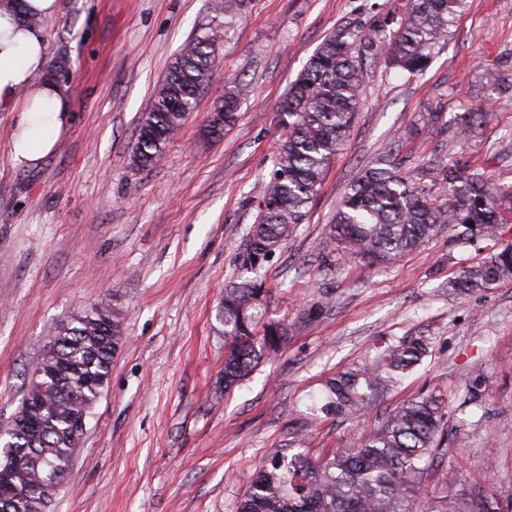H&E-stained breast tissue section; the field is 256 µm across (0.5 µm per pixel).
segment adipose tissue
<instances>
[{
    "mask_svg": "<svg viewBox=\"0 0 512 512\" xmlns=\"http://www.w3.org/2000/svg\"><path fill=\"white\" fill-rule=\"evenodd\" d=\"M58 10V0H0V112L20 115L11 143L20 165L53 152L69 121L70 94L51 74L43 28Z\"/></svg>",
    "mask_w": 512,
    "mask_h": 512,
    "instance_id": "adipose-tissue-1",
    "label": "adipose tissue"
}]
</instances>
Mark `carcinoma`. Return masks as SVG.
I'll return each instance as SVG.
<instances>
[{
	"mask_svg": "<svg viewBox=\"0 0 512 512\" xmlns=\"http://www.w3.org/2000/svg\"><path fill=\"white\" fill-rule=\"evenodd\" d=\"M464 7V0H410L397 28L380 40L347 32L328 36L288 89L290 108L277 113L281 137L274 170L257 202L258 220L248 233L242 266L253 277L224 287L218 320L224 325V390L243 383L288 336L287 328L265 319L268 289L260 271L305 219L309 203L354 124L362 97V59L379 56L411 76L428 65L435 40ZM215 32L206 27L188 40L142 119L132 156L152 167L195 111L200 90L219 73ZM242 90L227 85L224 100L207 119L204 134L221 138L238 118ZM448 188L435 194L418 188L394 168L367 166L349 185L325 243L372 262L389 261L418 249L442 232L474 223L488 237L503 224L501 202L483 174L448 169ZM512 280V243L464 268L449 287L482 291ZM123 311L103 299L67 320L56 333L55 360L81 366L78 374L42 381L39 407L21 404L18 413L35 420L21 433L7 434L12 447L29 457L33 477L21 484L11 512H32L56 491L37 475L49 468L61 481L76 452L70 412L92 410L112 371L123 336ZM112 337V341L104 337ZM429 353V343L410 338L387 345L373 357L328 379L310 410L341 414L361 409L379 391L398 384ZM444 399L417 397L396 406L370 434L317 455L295 441L299 452L272 455L257 471L237 512H497V500L483 490L428 492L430 460L445 455L435 438Z\"/></svg>",
	"mask_w": 512,
	"mask_h": 512,
	"instance_id": "carcinoma-1",
	"label": "carcinoma"
}]
</instances>
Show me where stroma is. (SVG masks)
Instances as JSON below:
<instances>
[{
	"label": "stroma",
	"instance_id": "obj_1",
	"mask_svg": "<svg viewBox=\"0 0 512 512\" xmlns=\"http://www.w3.org/2000/svg\"><path fill=\"white\" fill-rule=\"evenodd\" d=\"M408 0H60L47 23L50 67L71 118L55 153L11 159L17 113L0 112V430L32 380L51 328L104 297L125 313L124 343L92 409L72 475L48 512H236L261 463L308 437L337 448L377 427L402 401L445 400L435 462L456 486L489 490L512 512V281L449 288L472 263L512 243L439 234L387 263L325 254L336 208L360 169L389 158L418 186L444 168L512 186V0H465L423 75L365 63L362 104L302 224L263 270L268 317L284 343L249 380L224 389V285L242 274L255 203L273 169L276 108L324 38L378 37ZM224 24L221 73L151 168L131 163L138 125L170 64L199 28ZM243 90L223 138L202 126ZM485 112L479 133L459 128ZM423 337L430 352L367 409L313 415L310 398L378 347Z\"/></svg>",
	"mask_w": 512,
	"mask_h": 512
}]
</instances>
